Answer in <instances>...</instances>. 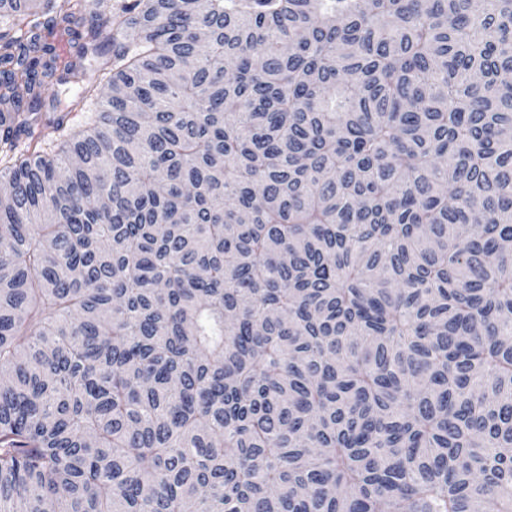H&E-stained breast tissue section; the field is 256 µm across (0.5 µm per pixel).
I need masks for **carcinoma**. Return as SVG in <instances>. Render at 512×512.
Wrapping results in <instances>:
<instances>
[{
  "mask_svg": "<svg viewBox=\"0 0 512 512\" xmlns=\"http://www.w3.org/2000/svg\"><path fill=\"white\" fill-rule=\"evenodd\" d=\"M0 185V512H512V0H0Z\"/></svg>",
  "mask_w": 512,
  "mask_h": 512,
  "instance_id": "cac0c4a2",
  "label": "carcinoma"
}]
</instances>
